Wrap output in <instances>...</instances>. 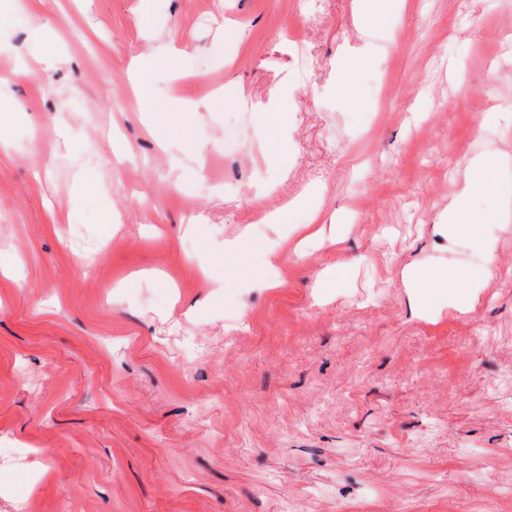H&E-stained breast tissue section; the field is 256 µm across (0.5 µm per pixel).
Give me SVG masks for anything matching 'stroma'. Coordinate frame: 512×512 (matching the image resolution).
I'll use <instances>...</instances> for the list:
<instances>
[{
    "label": "stroma",
    "mask_w": 512,
    "mask_h": 512,
    "mask_svg": "<svg viewBox=\"0 0 512 512\" xmlns=\"http://www.w3.org/2000/svg\"><path fill=\"white\" fill-rule=\"evenodd\" d=\"M140 2L17 0L0 27V75L30 69L0 140V448L26 452L0 464V512H512L495 176L470 203L492 256L442 224L474 155L512 158V0H379L385 34L350 69L355 0H152L147 26ZM235 84L249 100L225 105ZM170 101L197 108L191 144L149 127ZM311 187L335 236L294 233L305 210L264 222ZM245 230L288 239L277 267L248 257L267 287L206 278ZM436 261L495 278L421 316L400 273Z\"/></svg>",
    "instance_id": "1"
}]
</instances>
